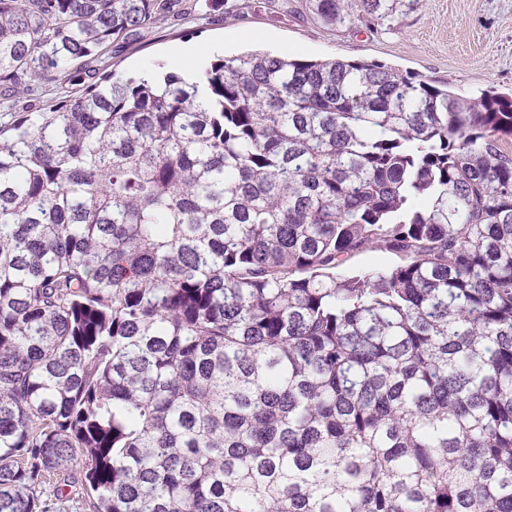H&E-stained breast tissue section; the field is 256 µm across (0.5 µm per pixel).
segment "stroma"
Wrapping results in <instances>:
<instances>
[{
    "instance_id": "obj_1",
    "label": "stroma",
    "mask_w": 512,
    "mask_h": 512,
    "mask_svg": "<svg viewBox=\"0 0 512 512\" xmlns=\"http://www.w3.org/2000/svg\"><path fill=\"white\" fill-rule=\"evenodd\" d=\"M182 0L175 14L138 38L107 52L122 77L168 72L172 48L207 42L216 56L260 50L310 59L376 62L447 84L463 97L492 88L512 94V0H420L399 20L335 28L311 11L308 0ZM261 31L265 40H253Z\"/></svg>"
}]
</instances>
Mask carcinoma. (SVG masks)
Listing matches in <instances>:
<instances>
[{
    "label": "carcinoma",
    "instance_id": "cac0c4a2",
    "mask_svg": "<svg viewBox=\"0 0 512 512\" xmlns=\"http://www.w3.org/2000/svg\"><path fill=\"white\" fill-rule=\"evenodd\" d=\"M176 2L0 0V84L82 85L0 128V512H512V95L93 66ZM396 257L379 251L368 250L353 257L345 265L346 270H367L391 265Z\"/></svg>",
    "mask_w": 512,
    "mask_h": 512
}]
</instances>
